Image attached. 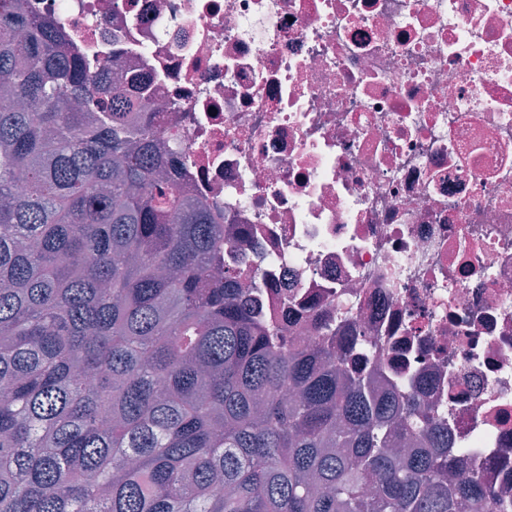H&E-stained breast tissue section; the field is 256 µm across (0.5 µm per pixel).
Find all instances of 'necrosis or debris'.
Returning <instances> with one entry per match:
<instances>
[{
    "label": "necrosis or debris",
    "instance_id": "necrosis-or-debris-1",
    "mask_svg": "<svg viewBox=\"0 0 512 512\" xmlns=\"http://www.w3.org/2000/svg\"><path fill=\"white\" fill-rule=\"evenodd\" d=\"M150 80L267 312L371 364L512 503V0H17Z\"/></svg>",
    "mask_w": 512,
    "mask_h": 512
}]
</instances>
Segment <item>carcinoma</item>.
Wrapping results in <instances>:
<instances>
[{"instance_id":"1","label":"carcinoma","mask_w":512,"mask_h":512,"mask_svg":"<svg viewBox=\"0 0 512 512\" xmlns=\"http://www.w3.org/2000/svg\"><path fill=\"white\" fill-rule=\"evenodd\" d=\"M0 0V512H490L448 422L284 335L143 79Z\"/></svg>"}]
</instances>
